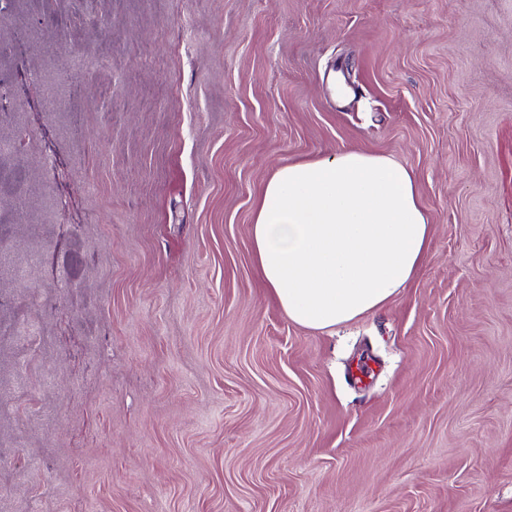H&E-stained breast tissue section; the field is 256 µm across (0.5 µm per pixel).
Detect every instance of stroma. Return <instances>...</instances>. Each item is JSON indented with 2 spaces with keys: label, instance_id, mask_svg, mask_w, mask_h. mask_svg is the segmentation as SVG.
Masks as SVG:
<instances>
[{
  "label": "stroma",
  "instance_id": "35a3bbf8",
  "mask_svg": "<svg viewBox=\"0 0 512 512\" xmlns=\"http://www.w3.org/2000/svg\"><path fill=\"white\" fill-rule=\"evenodd\" d=\"M1 143L0 512H512V0H0ZM352 150L432 240L311 330L255 201Z\"/></svg>",
  "mask_w": 512,
  "mask_h": 512
}]
</instances>
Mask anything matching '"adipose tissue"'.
I'll list each match as a JSON object with an SVG mask.
<instances>
[{
  "label": "adipose tissue",
  "instance_id": "adipose-tissue-1",
  "mask_svg": "<svg viewBox=\"0 0 512 512\" xmlns=\"http://www.w3.org/2000/svg\"><path fill=\"white\" fill-rule=\"evenodd\" d=\"M432 236L411 169L345 151L278 167L255 205L256 273L293 323L328 330L383 306Z\"/></svg>",
  "mask_w": 512,
  "mask_h": 512
}]
</instances>
